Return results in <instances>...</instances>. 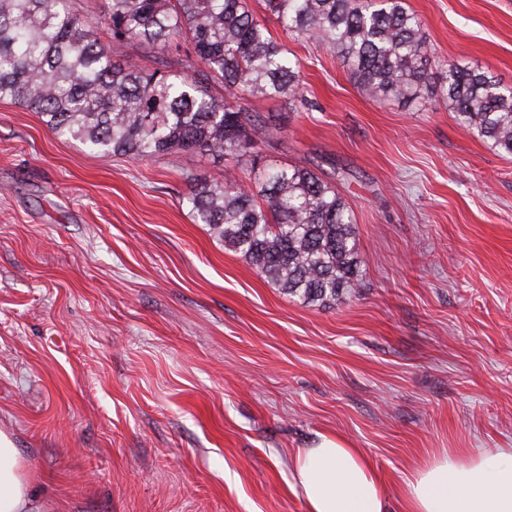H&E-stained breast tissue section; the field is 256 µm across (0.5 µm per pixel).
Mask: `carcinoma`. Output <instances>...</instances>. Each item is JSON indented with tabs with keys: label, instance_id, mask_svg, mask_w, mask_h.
I'll return each instance as SVG.
<instances>
[{
	"label": "carcinoma",
	"instance_id": "1",
	"mask_svg": "<svg viewBox=\"0 0 512 512\" xmlns=\"http://www.w3.org/2000/svg\"><path fill=\"white\" fill-rule=\"evenodd\" d=\"M264 2L285 32L333 46L372 93L442 103L512 155V88L454 63L435 78L423 22L404 0ZM104 24L105 42L70 0H0V100L91 149L227 161L222 180L193 177L186 202L194 217L305 305L326 308L353 293L361 261L351 206L326 176L265 160L256 133L267 117L238 104L244 94L292 98L301 86L300 60L248 0H107ZM183 39L194 57L178 69L112 63L132 41L163 53ZM215 80L224 82L222 100L210 91Z\"/></svg>",
	"mask_w": 512,
	"mask_h": 512
}]
</instances>
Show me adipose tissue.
<instances>
[{
	"instance_id": "ef3b65f1",
	"label": "adipose tissue",
	"mask_w": 512,
	"mask_h": 512,
	"mask_svg": "<svg viewBox=\"0 0 512 512\" xmlns=\"http://www.w3.org/2000/svg\"><path fill=\"white\" fill-rule=\"evenodd\" d=\"M292 477L307 512H387L383 483L366 453L320 436L297 452ZM402 512H512V448L473 457L443 452L401 488ZM0 512H39L16 448L0 436Z\"/></svg>"
}]
</instances>
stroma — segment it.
I'll list each match as a JSON object with an SVG mask.
<instances>
[{
    "mask_svg": "<svg viewBox=\"0 0 512 512\" xmlns=\"http://www.w3.org/2000/svg\"><path fill=\"white\" fill-rule=\"evenodd\" d=\"M405 3L434 70L512 86V0ZM250 4L302 86L241 109L268 116L269 160L334 178L361 286L309 307L225 248L185 202L224 160L93 151L0 101V433L44 512H306L291 462L323 434L364 449L401 512L432 456L512 448V156Z\"/></svg>",
    "mask_w": 512,
    "mask_h": 512,
    "instance_id": "stroma-1",
    "label": "stroma"
}]
</instances>
